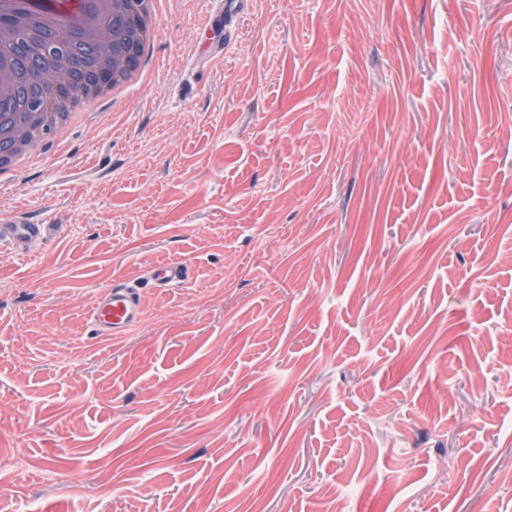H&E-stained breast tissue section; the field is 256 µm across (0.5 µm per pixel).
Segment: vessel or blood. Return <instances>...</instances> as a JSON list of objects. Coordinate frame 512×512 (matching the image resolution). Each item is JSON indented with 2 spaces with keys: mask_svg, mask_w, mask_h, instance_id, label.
<instances>
[{
  "mask_svg": "<svg viewBox=\"0 0 512 512\" xmlns=\"http://www.w3.org/2000/svg\"><path fill=\"white\" fill-rule=\"evenodd\" d=\"M48 225L33 223L21 213L0 220V243L7 241L23 245L34 238L46 237ZM190 268L181 261H171L153 267L147 277L153 287L166 288L189 279ZM144 316L140 289L135 281L115 278L98 306L91 312L90 321L95 335L114 337L126 335Z\"/></svg>",
  "mask_w": 512,
  "mask_h": 512,
  "instance_id": "obj_1",
  "label": "vessel or blood"
}]
</instances>
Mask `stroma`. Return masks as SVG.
Masks as SVG:
<instances>
[{"label":"stroma","instance_id":"obj_1","mask_svg":"<svg viewBox=\"0 0 512 512\" xmlns=\"http://www.w3.org/2000/svg\"><path fill=\"white\" fill-rule=\"evenodd\" d=\"M226 2L0 173V512H512V0ZM0 244L9 241L21 246L33 238L46 237L51 224H33L26 213L0 219ZM190 277V268L182 261H171L153 267L145 277L155 288H166L181 284ZM140 297L135 281L116 277L90 314L95 335L124 336L138 325L144 316Z\"/></svg>","mask_w":512,"mask_h":512}]
</instances>
